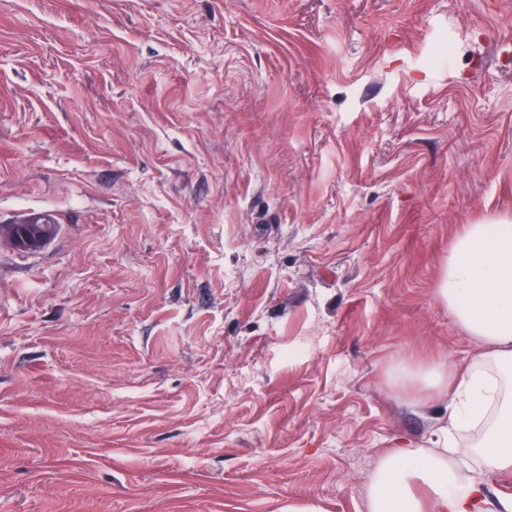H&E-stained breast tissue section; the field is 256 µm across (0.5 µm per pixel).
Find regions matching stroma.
<instances>
[{"instance_id":"obj_1","label":"stroma","mask_w":512,"mask_h":512,"mask_svg":"<svg viewBox=\"0 0 512 512\" xmlns=\"http://www.w3.org/2000/svg\"><path fill=\"white\" fill-rule=\"evenodd\" d=\"M0 512H369L512 222V0H0Z\"/></svg>"}]
</instances>
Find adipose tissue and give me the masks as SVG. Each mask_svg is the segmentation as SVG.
Returning <instances> with one entry per match:
<instances>
[{"label": "adipose tissue", "instance_id": "adipose-tissue-1", "mask_svg": "<svg viewBox=\"0 0 512 512\" xmlns=\"http://www.w3.org/2000/svg\"><path fill=\"white\" fill-rule=\"evenodd\" d=\"M442 301L480 346L470 366L436 365L427 385H454L443 435L481 428V440L445 456L423 458L401 447L380 459L371 478L370 512H486V478L512 472V224H470L455 240L439 288ZM479 457L484 478L460 463Z\"/></svg>", "mask_w": 512, "mask_h": 512}]
</instances>
